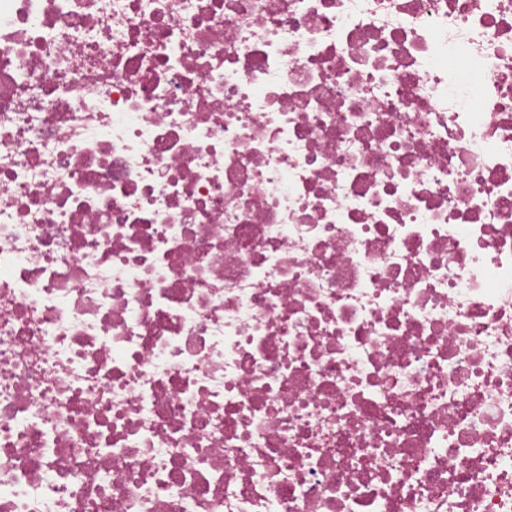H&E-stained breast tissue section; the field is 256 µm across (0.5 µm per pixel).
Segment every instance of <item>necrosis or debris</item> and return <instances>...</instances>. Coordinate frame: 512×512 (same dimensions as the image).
Instances as JSON below:
<instances>
[{
	"label": "necrosis or debris",
	"mask_w": 512,
	"mask_h": 512,
	"mask_svg": "<svg viewBox=\"0 0 512 512\" xmlns=\"http://www.w3.org/2000/svg\"><path fill=\"white\" fill-rule=\"evenodd\" d=\"M0 512H512V0H0Z\"/></svg>",
	"instance_id": "4bbe7bcc"
}]
</instances>
